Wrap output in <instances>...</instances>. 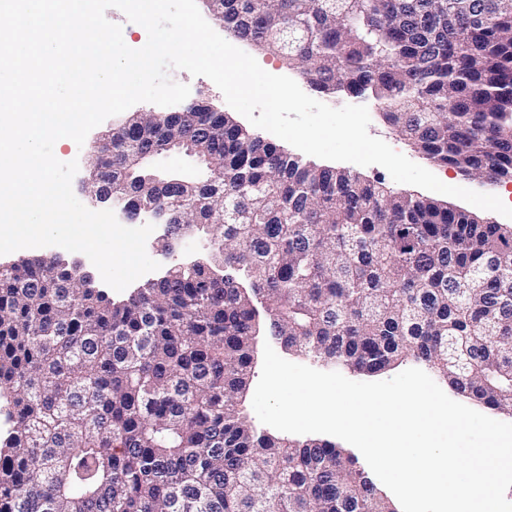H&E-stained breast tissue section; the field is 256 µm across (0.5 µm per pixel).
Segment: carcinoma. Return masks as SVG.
Segmentation results:
<instances>
[{
    "instance_id": "obj_1",
    "label": "carcinoma",
    "mask_w": 512,
    "mask_h": 512,
    "mask_svg": "<svg viewBox=\"0 0 512 512\" xmlns=\"http://www.w3.org/2000/svg\"><path fill=\"white\" fill-rule=\"evenodd\" d=\"M221 5L314 92L378 102L464 178L512 180V0L207 3ZM189 116L186 133L136 117L112 134V179L211 235L206 260L119 304L56 259L0 264V512H394L335 444L239 415L254 300L290 350L363 374L411 356L512 413V229ZM176 141L203 178L129 165Z\"/></svg>"
}]
</instances>
